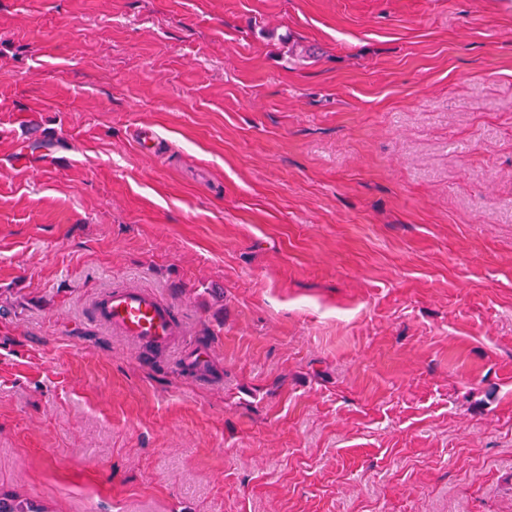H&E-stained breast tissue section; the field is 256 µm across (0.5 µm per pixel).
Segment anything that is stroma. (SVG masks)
I'll return each instance as SVG.
<instances>
[{
  "instance_id": "1",
  "label": "stroma",
  "mask_w": 512,
  "mask_h": 512,
  "mask_svg": "<svg viewBox=\"0 0 512 512\" xmlns=\"http://www.w3.org/2000/svg\"><path fill=\"white\" fill-rule=\"evenodd\" d=\"M1 491L512 512V0H0ZM97 313L103 325L142 346L175 349L181 313L142 288H113L100 300Z\"/></svg>"
}]
</instances>
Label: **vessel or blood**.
<instances>
[{"mask_svg": "<svg viewBox=\"0 0 512 512\" xmlns=\"http://www.w3.org/2000/svg\"><path fill=\"white\" fill-rule=\"evenodd\" d=\"M97 313L103 325L140 345L177 348L181 314L142 288H115L100 300Z\"/></svg>", "mask_w": 512, "mask_h": 512, "instance_id": "b4317fda", "label": "vessel or blood"}]
</instances>
